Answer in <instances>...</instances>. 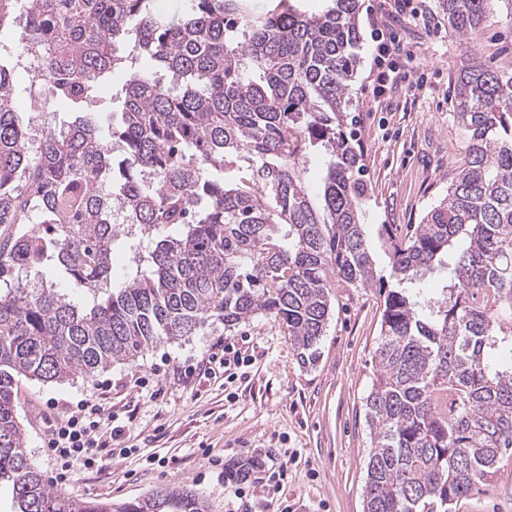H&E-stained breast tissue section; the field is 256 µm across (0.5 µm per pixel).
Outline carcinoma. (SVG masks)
<instances>
[{"instance_id": "obj_1", "label": "carcinoma", "mask_w": 512, "mask_h": 512, "mask_svg": "<svg viewBox=\"0 0 512 512\" xmlns=\"http://www.w3.org/2000/svg\"><path fill=\"white\" fill-rule=\"evenodd\" d=\"M358 0L303 11L292 0L254 17L249 0H0V485L13 512H208L195 493L161 487L134 501H73L25 450L18 378L61 383L258 314L286 324L316 361L340 280L377 274L359 214L361 156L348 131V82L361 40ZM497 0H439L448 30L472 36ZM30 95L76 109L60 123L14 106L15 68ZM121 116L81 105L112 74ZM453 109L468 133L448 195L411 235L382 225L395 280L384 299L364 512H456L512 458V72L470 60ZM324 159L320 205L307 186ZM126 280L114 285L118 225ZM51 268L76 299L32 272ZM445 269L440 294L411 286Z\"/></svg>"}]
</instances>
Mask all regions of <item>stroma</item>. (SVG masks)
I'll return each mask as SVG.
<instances>
[{
    "label": "stroma",
    "mask_w": 512,
    "mask_h": 512,
    "mask_svg": "<svg viewBox=\"0 0 512 512\" xmlns=\"http://www.w3.org/2000/svg\"><path fill=\"white\" fill-rule=\"evenodd\" d=\"M411 5L398 15L391 0H359L360 63L346 107L357 119L355 147L365 168L366 237L385 279L391 268L380 226L422 223L462 164L468 135L451 102L461 62L473 58L512 71V12L504 6L477 35L460 37L449 32L439 0ZM371 13L416 52L406 80L380 97L370 76ZM331 307L311 364L302 362L285 324L258 315L231 328L214 322L91 379H20L15 400L26 449L54 489L71 498L121 503L170 486L197 493L209 512H363L371 448L364 397L374 378L383 298L378 288L340 282ZM220 337L239 350L238 367L188 383L174 376L179 364L202 357ZM91 396L111 405L124 428L121 444L96 468L60 473L44 448L47 425L62 417L65 403ZM254 459L259 468H251ZM272 471L279 488L270 492L259 480ZM458 512H512V462L501 464L491 485L462 501Z\"/></svg>",
    "instance_id": "35a3bbf8"
}]
</instances>
